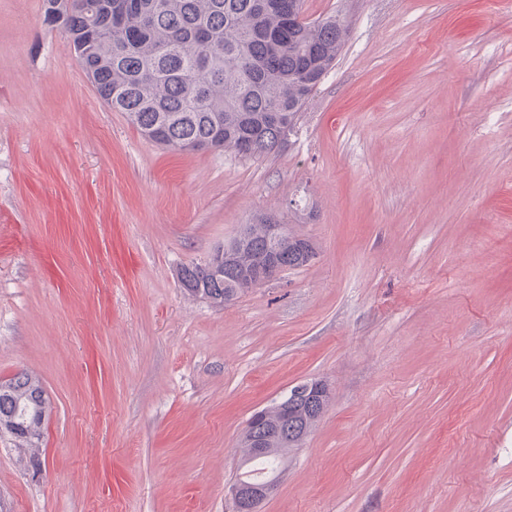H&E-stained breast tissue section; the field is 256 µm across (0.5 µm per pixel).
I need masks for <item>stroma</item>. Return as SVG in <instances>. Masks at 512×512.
<instances>
[{"label":"stroma","instance_id":"stroma-1","mask_svg":"<svg viewBox=\"0 0 512 512\" xmlns=\"http://www.w3.org/2000/svg\"><path fill=\"white\" fill-rule=\"evenodd\" d=\"M349 36L275 153L173 151L0 0V512H232L252 413L329 404L261 512H512V0H305ZM276 213L316 260L218 307L177 273ZM18 406L21 409H26L28 424H40L38 427L31 426L26 428L24 425L13 431V435L20 434L22 429L23 439L20 440V445L31 448L28 441L35 445V441L39 440L42 435L41 426L43 424L42 417H46L49 411V399L46 397L44 388L41 382L36 377L28 373H21L13 378L0 382V419L1 417L9 418L7 416ZM37 443V444H38ZM36 444V445H37Z\"/></svg>","mask_w":512,"mask_h":512}]
</instances>
